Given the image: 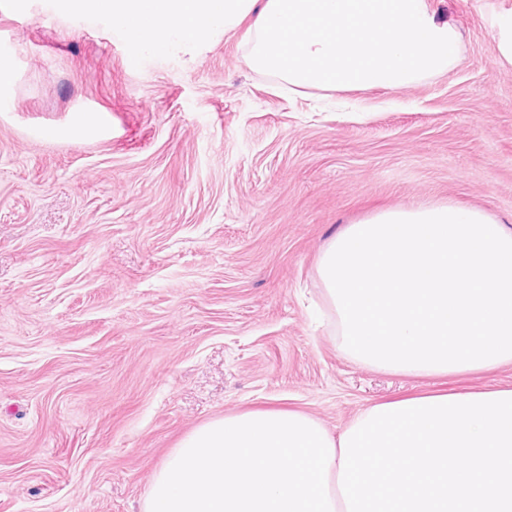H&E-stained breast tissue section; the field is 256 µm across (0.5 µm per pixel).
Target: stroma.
<instances>
[{
  "instance_id": "obj_1",
  "label": "stroma",
  "mask_w": 512,
  "mask_h": 512,
  "mask_svg": "<svg viewBox=\"0 0 512 512\" xmlns=\"http://www.w3.org/2000/svg\"><path fill=\"white\" fill-rule=\"evenodd\" d=\"M448 71L292 91L243 31L135 67L105 26L0 0V512H142L169 452L230 414L339 435L365 407L512 386L414 377L340 347L326 244L448 203L512 225V0H427ZM494 38L499 56L512 63V13H506L498 18Z\"/></svg>"
}]
</instances>
